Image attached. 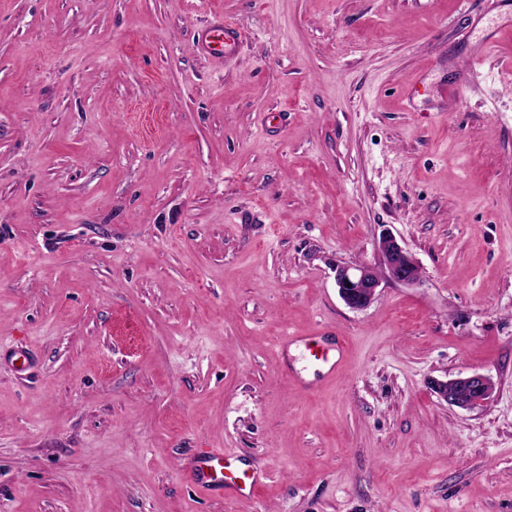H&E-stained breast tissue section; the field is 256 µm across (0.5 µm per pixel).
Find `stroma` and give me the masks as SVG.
Here are the masks:
<instances>
[{
    "label": "stroma",
    "mask_w": 512,
    "mask_h": 512,
    "mask_svg": "<svg viewBox=\"0 0 512 512\" xmlns=\"http://www.w3.org/2000/svg\"><path fill=\"white\" fill-rule=\"evenodd\" d=\"M0 512H512V0H0ZM235 35L234 30L227 25L224 26V20L219 18L217 23L206 32L204 47L210 54H216L222 57L223 53L217 54V50L213 44H219L223 47L224 43L226 44L228 41L234 40ZM380 264L389 277L407 286L420 280V266L412 253L390 232L381 234L378 242ZM334 273L338 294L350 309L362 311L373 304L381 286L375 267L364 263L336 265ZM430 385L440 400L466 411L483 408L496 388L491 376L478 372L459 373L447 380H433ZM229 467L230 465H225L224 450L201 448L194 465L188 469L189 477L203 490L225 487L239 495L251 494L255 486L261 483L260 478L254 474L249 477L244 475V478L236 476L233 472L225 474L224 469Z\"/></svg>",
    "instance_id": "stroma-1"
}]
</instances>
